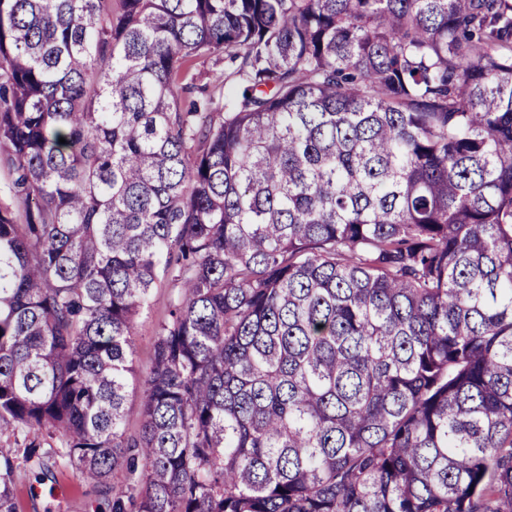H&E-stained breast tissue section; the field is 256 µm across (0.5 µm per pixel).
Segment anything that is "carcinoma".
<instances>
[{
	"label": "carcinoma",
	"instance_id": "obj_1",
	"mask_svg": "<svg viewBox=\"0 0 512 512\" xmlns=\"http://www.w3.org/2000/svg\"><path fill=\"white\" fill-rule=\"evenodd\" d=\"M106 2L0 0V512H512V0ZM224 72V63L215 66L209 59H200L196 61L192 67V73L195 74L197 85H207L209 91L213 90V87L217 85L215 83L216 76ZM175 288L170 277L158 282L153 290L149 310L143 311L136 320L134 366L140 377L144 376L151 366L154 340L161 322L167 316L169 301L176 292ZM129 389L125 404V427L129 434H136L142 424V397L139 386ZM53 478L38 483L21 467L15 477L17 512H111L112 494L81 481L71 466L52 467Z\"/></svg>",
	"mask_w": 512,
	"mask_h": 512
}]
</instances>
